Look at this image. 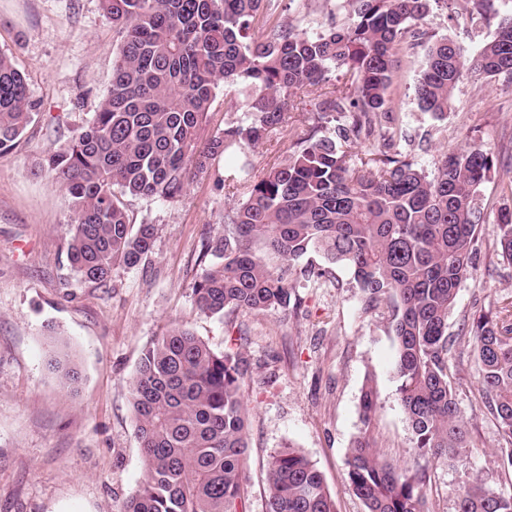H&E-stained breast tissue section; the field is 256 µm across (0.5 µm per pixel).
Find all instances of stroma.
Returning a JSON list of instances; mask_svg holds the SVG:
<instances>
[{"mask_svg": "<svg viewBox=\"0 0 512 512\" xmlns=\"http://www.w3.org/2000/svg\"><path fill=\"white\" fill-rule=\"evenodd\" d=\"M345 0H276L261 16L314 36L343 22ZM422 36L408 38L393 84L392 128L407 159L435 173L447 153L487 149L494 168L478 201L477 280L459 288L448 316L455 391L474 443L451 465L427 462L430 512H456V490L474 478L500 487V434L477 392L470 330L476 311L512 310V264L496 248L499 224L512 212V84L504 77H461L445 118L419 111L414 86L431 34L468 52L489 40L494 24L472 25L463 10H432ZM117 37L100 0H0V52L10 55L38 104L17 146L0 153V512H120L144 479L128 382L149 343L172 327L190 328L218 352L241 341L249 362L243 393L249 423L245 485L250 512H267V461L291 446L323 473L338 512H364L347 483V457L361 427L366 379L378 392L373 437L390 463H413L410 431L393 372L391 307L367 305L350 270L314 252L296 268L277 264L292 288L288 309L240 312L224 320L201 312L193 286L203 271L204 239L247 197L226 194L224 160L189 180L176 201L133 199V223L157 225L145 265L115 268L103 286L81 280L65 260L68 198L45 167L66 146L107 91ZM287 134L270 133L237 154L252 174L286 156ZM315 269L312 277L303 268ZM65 350L80 366L77 393L63 389L47 362Z\"/></svg>", "mask_w": 512, "mask_h": 512, "instance_id": "1", "label": "stroma"}]
</instances>
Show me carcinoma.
<instances>
[{
	"label": "carcinoma",
	"mask_w": 512,
	"mask_h": 512,
	"mask_svg": "<svg viewBox=\"0 0 512 512\" xmlns=\"http://www.w3.org/2000/svg\"><path fill=\"white\" fill-rule=\"evenodd\" d=\"M268 2L101 0L119 38L109 88L88 125L48 158L71 201L67 261L97 285L117 266H140L153 253L157 227L130 223L125 199H179L189 169L203 173L232 146L284 128L296 91L327 89L322 111L336 113L335 125L288 130V156L249 181L224 231L207 238L196 305L219 317L288 308L291 287L267 255L291 264L315 250L347 266L367 303L393 305L394 374L415 456L460 462L472 444L449 365L448 314L460 285L477 279L476 204L492 155L477 146L450 153L430 176L402 157L392 136L367 157L355 152L391 119L407 35L455 0H346L347 21L316 36L276 24L257 42L254 21ZM465 2L472 23L494 19L496 31L470 59L450 38L428 37L415 98L437 119L463 71L475 80L512 76V12H500L496 0ZM340 69L349 74L341 87L332 83ZM221 81L239 87L245 119L210 134ZM36 111L22 73L0 52V152L20 140ZM247 175L244 164L224 167V187L237 188ZM499 230L497 250L512 263V222ZM471 332L479 391L502 437L503 484L512 487V327L487 312ZM49 367L64 388L76 389L81 370L73 360L59 354ZM247 375L240 351L217 352L184 326L146 348L129 380L145 478L120 512H248ZM376 411L368 380L347 457L351 490L365 512H429L426 468L382 459L371 433ZM268 492L269 512H337L322 473L295 448L270 456ZM456 499V512H512V493L478 478Z\"/></svg>",
	"instance_id": "carcinoma-1"
}]
</instances>
